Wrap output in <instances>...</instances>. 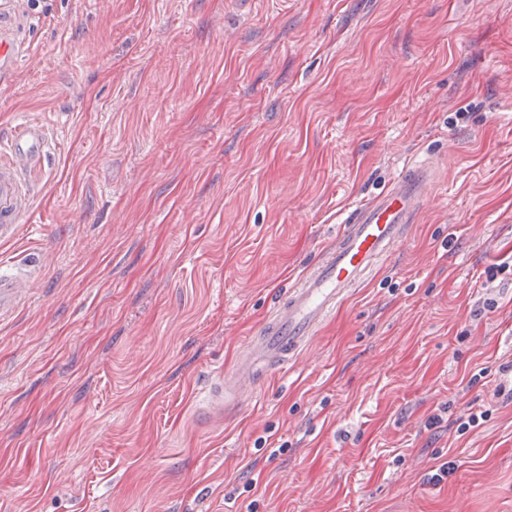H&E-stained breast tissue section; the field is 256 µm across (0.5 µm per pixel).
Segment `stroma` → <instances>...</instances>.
Returning a JSON list of instances; mask_svg holds the SVG:
<instances>
[{"instance_id":"35a3bbf8","label":"stroma","mask_w":512,"mask_h":512,"mask_svg":"<svg viewBox=\"0 0 512 512\" xmlns=\"http://www.w3.org/2000/svg\"><path fill=\"white\" fill-rule=\"evenodd\" d=\"M22 21L0 152L24 122L51 150L0 244L32 268L0 316V512H512V280L471 315L512 248V0H54ZM430 154L384 266L207 412L345 213ZM467 410L487 418L461 433ZM481 275H484V280L481 282L482 290L486 291L487 297H480L477 302V308L474 310V316L478 317L487 312H493L499 307L497 299L489 297L491 289L495 288L494 285L498 280L499 283L505 280L508 276L512 279V262L492 263L487 266Z\"/></svg>"}]
</instances>
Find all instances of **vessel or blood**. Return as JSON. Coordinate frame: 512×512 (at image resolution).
I'll use <instances>...</instances> for the list:
<instances>
[{
    "mask_svg": "<svg viewBox=\"0 0 512 512\" xmlns=\"http://www.w3.org/2000/svg\"><path fill=\"white\" fill-rule=\"evenodd\" d=\"M28 52L24 24L0 4V77H10ZM49 151L40 126L21 124L11 134L8 156L0 161V242L16 237L29 206L25 175ZM436 168L433 157L407 161L380 192L349 212L333 245L277 298L232 367L217 370L218 383L205 399L210 409L246 398L260 373L281 370L305 350L325 319L389 259L416 222L431 197ZM27 279L26 269L0 266V315L14 308Z\"/></svg>",
    "mask_w": 512,
    "mask_h": 512,
    "instance_id": "1",
    "label": "vessel or blood"
}]
</instances>
